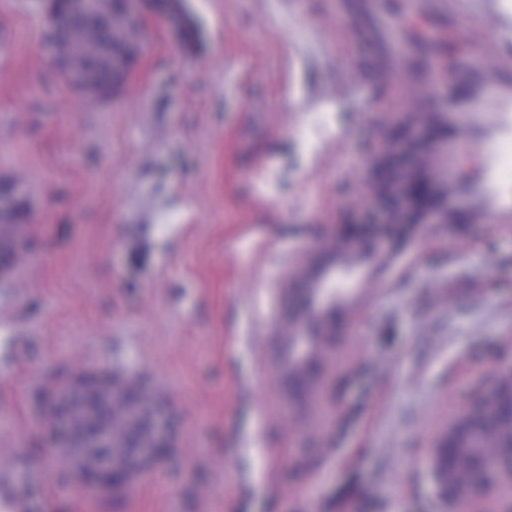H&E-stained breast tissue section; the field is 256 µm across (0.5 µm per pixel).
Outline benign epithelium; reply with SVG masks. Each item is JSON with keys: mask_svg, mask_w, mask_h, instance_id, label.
Masks as SVG:
<instances>
[{"mask_svg": "<svg viewBox=\"0 0 512 512\" xmlns=\"http://www.w3.org/2000/svg\"><path fill=\"white\" fill-rule=\"evenodd\" d=\"M56 3L74 17L85 9L82 0H37L42 11ZM118 6L136 20L142 6L178 33L189 23L181 0H98L93 17L105 23ZM44 46L69 84L90 96L103 99L122 87L98 83L94 56L73 65L61 55L59 41L47 39ZM45 417L53 453L103 494L121 492L172 448L163 404L145 393L144 383L118 372L91 371L57 382L47 394ZM430 466L437 497L451 508L512 484V366L456 414L431 449Z\"/></svg>", "mask_w": 512, "mask_h": 512, "instance_id": "benign-epithelium-1", "label": "benign epithelium"}]
</instances>
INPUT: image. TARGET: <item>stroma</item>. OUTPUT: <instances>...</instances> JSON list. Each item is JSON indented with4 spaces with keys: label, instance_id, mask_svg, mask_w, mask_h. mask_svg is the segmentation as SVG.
I'll return each instance as SVG.
<instances>
[{
    "label": "stroma",
    "instance_id": "1",
    "mask_svg": "<svg viewBox=\"0 0 512 512\" xmlns=\"http://www.w3.org/2000/svg\"><path fill=\"white\" fill-rule=\"evenodd\" d=\"M407 0H185L198 39L146 23L120 95L89 101L49 68L32 0H0V185L26 194L21 268L0 272V464L26 512H440L428 451L512 365V227L414 224L337 319L312 379L315 428L267 399L285 272L309 270L415 143L413 112L477 91L455 38ZM468 37L510 24L468 0ZM381 29L440 96L398 87ZM106 366L166 398L174 448L95 496L42 453L47 379Z\"/></svg>",
    "mask_w": 512,
    "mask_h": 512
}]
</instances>
